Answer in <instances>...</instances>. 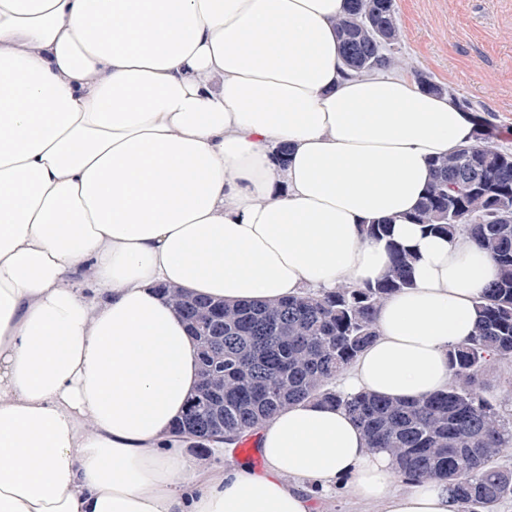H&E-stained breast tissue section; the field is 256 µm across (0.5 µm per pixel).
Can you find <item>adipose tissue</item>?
Masks as SVG:
<instances>
[{"instance_id":"adipose-tissue-1","label":"adipose tissue","mask_w":512,"mask_h":512,"mask_svg":"<svg viewBox=\"0 0 512 512\" xmlns=\"http://www.w3.org/2000/svg\"><path fill=\"white\" fill-rule=\"evenodd\" d=\"M346 5L0 0V512H315L298 479L457 512L446 483L395 490L337 406L260 427V475L228 447L200 466L173 431L199 369L159 285L278 301L375 282L400 243L414 284L342 390L412 400L447 387L495 276L469 237L409 220L472 113L402 72L349 74ZM379 220L389 237L365 236Z\"/></svg>"}]
</instances>
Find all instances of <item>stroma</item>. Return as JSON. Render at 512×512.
I'll use <instances>...</instances> for the list:
<instances>
[{
  "label": "stroma",
  "instance_id": "35a3bbf8",
  "mask_svg": "<svg viewBox=\"0 0 512 512\" xmlns=\"http://www.w3.org/2000/svg\"><path fill=\"white\" fill-rule=\"evenodd\" d=\"M394 55L473 102L486 143L512 151V0H394Z\"/></svg>",
  "mask_w": 512,
  "mask_h": 512
}]
</instances>
